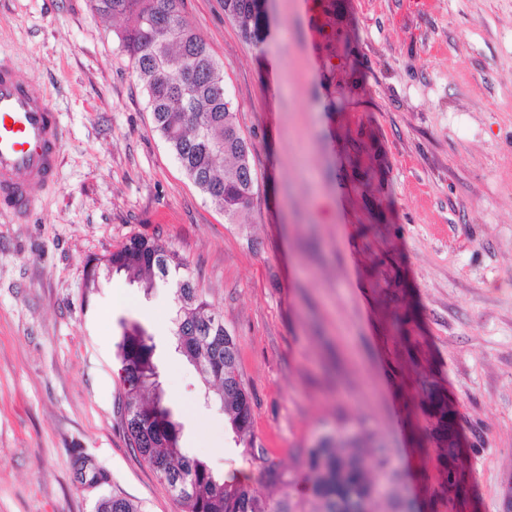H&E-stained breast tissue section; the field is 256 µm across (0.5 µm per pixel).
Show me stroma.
<instances>
[{
  "label": "stroma",
  "mask_w": 512,
  "mask_h": 512,
  "mask_svg": "<svg viewBox=\"0 0 512 512\" xmlns=\"http://www.w3.org/2000/svg\"><path fill=\"white\" fill-rule=\"evenodd\" d=\"M254 146L253 202L228 220L153 122L117 32L91 0H0V52L52 100L56 179L0 208V512H95L116 492L179 512L118 426L120 319L153 336L181 445L272 507L218 403L177 353L171 291L88 260L143 235L177 251L236 339L257 445L290 474L320 436L386 448L373 512H504L512 494V0H270L245 41L223 0H179ZM131 307L104 316L113 290ZM445 392L455 472L424 433ZM83 454L109 477L84 489Z\"/></svg>",
  "instance_id": "35a3bbf8"
}]
</instances>
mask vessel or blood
Here are the masks:
<instances>
[{
    "label": "vessel or blood",
    "instance_id": "obj_1",
    "mask_svg": "<svg viewBox=\"0 0 512 512\" xmlns=\"http://www.w3.org/2000/svg\"><path fill=\"white\" fill-rule=\"evenodd\" d=\"M59 116L37 88L21 82L9 57L0 56V206L26 214L34 191L57 174Z\"/></svg>",
    "mask_w": 512,
    "mask_h": 512
}]
</instances>
